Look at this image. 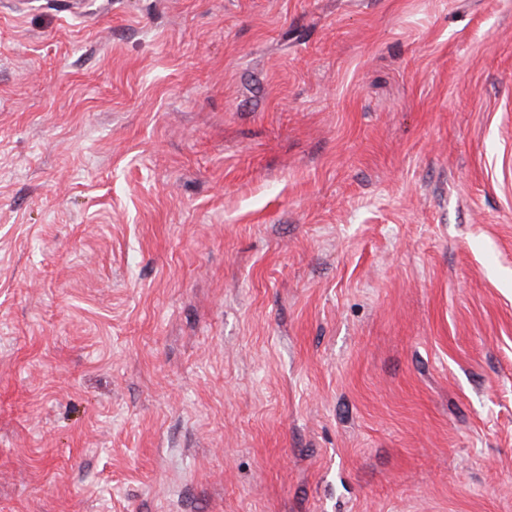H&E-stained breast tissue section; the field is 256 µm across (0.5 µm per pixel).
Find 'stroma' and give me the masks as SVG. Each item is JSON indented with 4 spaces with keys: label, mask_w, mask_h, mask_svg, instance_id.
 I'll list each match as a JSON object with an SVG mask.
<instances>
[{
    "label": "stroma",
    "mask_w": 512,
    "mask_h": 512,
    "mask_svg": "<svg viewBox=\"0 0 512 512\" xmlns=\"http://www.w3.org/2000/svg\"><path fill=\"white\" fill-rule=\"evenodd\" d=\"M0 512H512V0H0Z\"/></svg>",
    "instance_id": "stroma-1"
}]
</instances>
